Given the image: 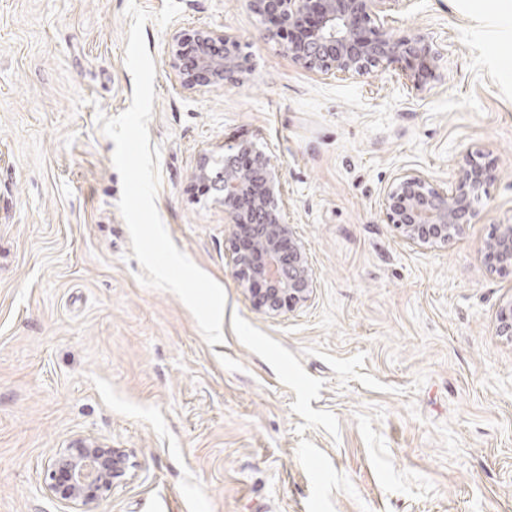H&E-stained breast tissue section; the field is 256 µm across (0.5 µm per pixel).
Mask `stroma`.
<instances>
[{"label": "stroma", "mask_w": 512, "mask_h": 512, "mask_svg": "<svg viewBox=\"0 0 512 512\" xmlns=\"http://www.w3.org/2000/svg\"><path fill=\"white\" fill-rule=\"evenodd\" d=\"M129 0H0V512H63L48 459L90 435L132 467L99 512H512V273L484 244L512 224V15L505 0H412L388 22L440 55L418 92L395 68L324 80L245 0H179L148 21L156 207L224 289L209 345L172 292L143 286L98 115L131 104ZM238 36L249 81L189 92L171 28ZM250 143L282 170L316 280L271 315L239 283L232 226L192 179L202 150ZM495 177L464 233L407 244L381 194L437 187L462 152Z\"/></svg>", "instance_id": "1"}]
</instances>
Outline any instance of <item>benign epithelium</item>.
Segmentation results:
<instances>
[{
    "mask_svg": "<svg viewBox=\"0 0 512 512\" xmlns=\"http://www.w3.org/2000/svg\"><path fill=\"white\" fill-rule=\"evenodd\" d=\"M410 0H246L250 13L271 23L266 37L292 33L290 58L323 79H356L375 69L398 68L418 91L420 70H434L432 46L407 34L394 37L387 28L389 12ZM169 67L184 90H215L226 82H242L249 70L239 39L210 27H178L168 41ZM250 167L236 164L241 155ZM224 178L211 176L216 160L199 157L195 177L209 183L234 227L231 243L235 274L268 314L292 311L307 302L315 288L311 262L286 217L281 170L264 151L246 144L231 147L222 157ZM488 164L469 152L457 161L456 175L446 188L435 187L420 172L397 174L382 196L387 223L419 247L445 245L463 234L475 216L486 182ZM494 271L512 272V224H500L485 245ZM497 331L512 337V302L501 308ZM129 455L90 436H78L46 463V489L66 512H97L104 499L127 480Z\"/></svg>",
    "mask_w": 512,
    "mask_h": 512,
    "instance_id": "obj_1",
    "label": "benign epithelium"
}]
</instances>
